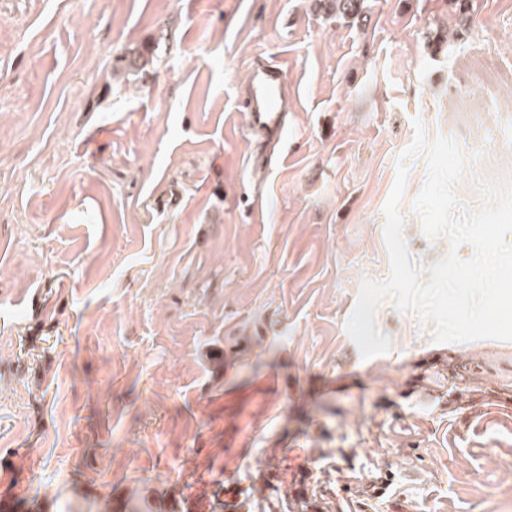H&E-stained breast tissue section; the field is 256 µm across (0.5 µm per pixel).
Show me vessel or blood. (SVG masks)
Masks as SVG:
<instances>
[{
  "label": "vessel or blood",
  "instance_id": "1",
  "mask_svg": "<svg viewBox=\"0 0 512 512\" xmlns=\"http://www.w3.org/2000/svg\"><path fill=\"white\" fill-rule=\"evenodd\" d=\"M285 71L280 64L269 62L249 74L246 108L252 128L270 132L277 138L288 133V113L284 106Z\"/></svg>",
  "mask_w": 512,
  "mask_h": 512
}]
</instances>
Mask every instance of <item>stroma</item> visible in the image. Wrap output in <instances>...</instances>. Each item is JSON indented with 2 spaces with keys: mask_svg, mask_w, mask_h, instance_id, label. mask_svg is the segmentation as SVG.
<instances>
[{
  "mask_svg": "<svg viewBox=\"0 0 512 512\" xmlns=\"http://www.w3.org/2000/svg\"><path fill=\"white\" fill-rule=\"evenodd\" d=\"M461 2L0 0V512H512V341L345 328L398 173L447 252L414 122L479 154L461 210L512 170V0ZM285 71L280 64L268 62L249 74L250 98L246 102L252 129L270 132L285 139L288 134V111L284 106Z\"/></svg>",
  "mask_w": 512,
  "mask_h": 512,
  "instance_id": "35a3bbf8",
  "label": "stroma"
}]
</instances>
